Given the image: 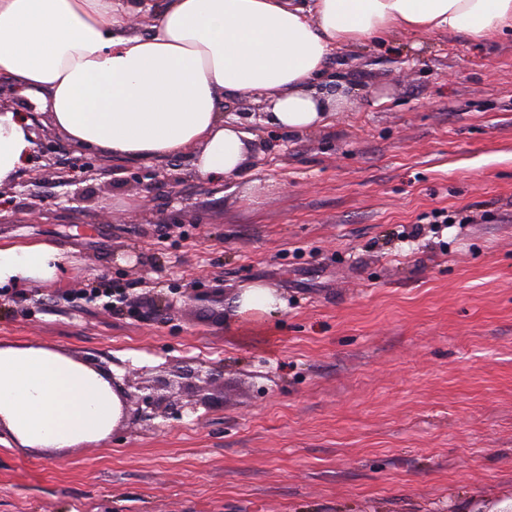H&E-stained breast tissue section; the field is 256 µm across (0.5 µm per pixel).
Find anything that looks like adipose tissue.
Masks as SVG:
<instances>
[{
    "label": "adipose tissue",
    "instance_id": "obj_1",
    "mask_svg": "<svg viewBox=\"0 0 512 512\" xmlns=\"http://www.w3.org/2000/svg\"><path fill=\"white\" fill-rule=\"evenodd\" d=\"M512 28V0H0V76L73 145L119 158L195 151L198 176L238 177L255 136L225 101L263 98L268 123L327 124L318 85L332 53L370 38ZM29 121L0 111V184L27 164ZM64 254L0 245V287L55 282ZM120 404L94 369L46 347H0V427L25 448L107 438Z\"/></svg>",
    "mask_w": 512,
    "mask_h": 512
}]
</instances>
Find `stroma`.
I'll list each match as a JSON object with an SVG mask.
<instances>
[{"label": "stroma", "mask_w": 512, "mask_h": 512, "mask_svg": "<svg viewBox=\"0 0 512 512\" xmlns=\"http://www.w3.org/2000/svg\"><path fill=\"white\" fill-rule=\"evenodd\" d=\"M327 76L331 123L257 130L247 183L78 149L24 107L0 244L65 267L0 288V346L119 376L218 364L224 403L72 448L0 429V512H512V34L366 42ZM201 282L281 308L183 302ZM111 287L141 315L94 299ZM235 317L248 318L254 315L270 316L278 311V301L269 288L254 285L244 290L232 302Z\"/></svg>", "instance_id": "1"}]
</instances>
